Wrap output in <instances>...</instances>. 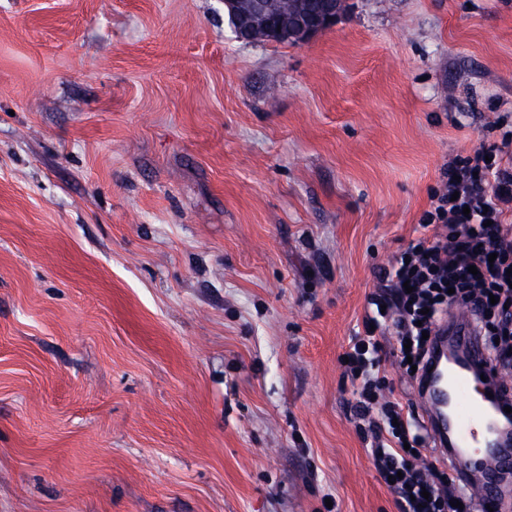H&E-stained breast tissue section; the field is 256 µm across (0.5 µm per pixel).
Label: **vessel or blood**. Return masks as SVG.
I'll use <instances>...</instances> for the list:
<instances>
[{"label": "vessel or blood", "mask_w": 512, "mask_h": 512, "mask_svg": "<svg viewBox=\"0 0 512 512\" xmlns=\"http://www.w3.org/2000/svg\"><path fill=\"white\" fill-rule=\"evenodd\" d=\"M430 366L418 387L419 402L430 422L439 449L466 448L485 453L492 440L494 420L506 419L512 399L505 397L501 381L492 379L488 394L476 395L475 371L490 375L493 367L466 310L454 312L451 321L439 327L434 338ZM498 470L483 469L471 493L484 503L495 501Z\"/></svg>", "instance_id": "obj_1"}]
</instances>
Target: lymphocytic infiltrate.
Returning a JSON list of instances; mask_svg holds the SVG:
<instances>
[{
  "label": "lymphocytic infiltrate",
  "instance_id": "obj_1",
  "mask_svg": "<svg viewBox=\"0 0 512 512\" xmlns=\"http://www.w3.org/2000/svg\"><path fill=\"white\" fill-rule=\"evenodd\" d=\"M493 128L498 141L480 142L443 169L417 237L382 267L344 354L356 426L397 512H484L396 390L423 379L431 338L454 308L471 313L490 360L512 375V113L498 114ZM387 357L401 382L388 379Z\"/></svg>",
  "mask_w": 512,
  "mask_h": 512
}]
</instances>
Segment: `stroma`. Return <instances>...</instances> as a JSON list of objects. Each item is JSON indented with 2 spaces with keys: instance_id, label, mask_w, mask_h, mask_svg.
I'll return each instance as SVG.
<instances>
[{
  "instance_id": "1",
  "label": "stroma",
  "mask_w": 512,
  "mask_h": 512,
  "mask_svg": "<svg viewBox=\"0 0 512 512\" xmlns=\"http://www.w3.org/2000/svg\"><path fill=\"white\" fill-rule=\"evenodd\" d=\"M0 0V512H397L340 358L512 112V0ZM273 1L277 0H224V10L230 12L236 38L253 42L254 33L262 31L266 41H288V27L275 14ZM328 1L331 2H329L328 6L323 11L296 19V26L305 36L304 41L311 40L330 29L341 16V12L336 7L338 2L335 0Z\"/></svg>"
}]
</instances>
